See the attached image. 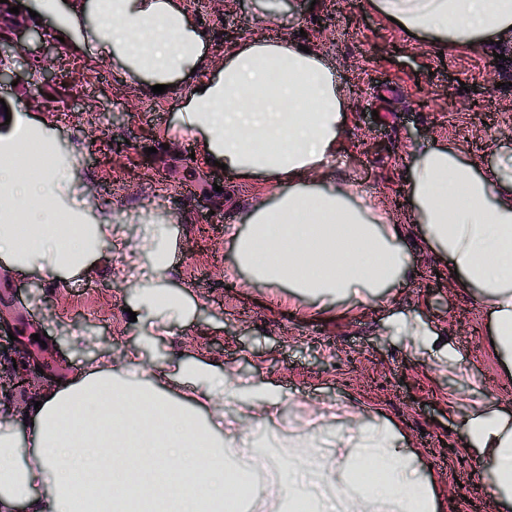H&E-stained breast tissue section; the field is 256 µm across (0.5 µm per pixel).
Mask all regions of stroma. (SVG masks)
Wrapping results in <instances>:
<instances>
[{"mask_svg": "<svg viewBox=\"0 0 512 512\" xmlns=\"http://www.w3.org/2000/svg\"><path fill=\"white\" fill-rule=\"evenodd\" d=\"M179 3L207 32L211 61L237 40L274 34L321 55L342 87L358 85L334 178L373 194L404 224L415 275L398 288L396 301L377 298L348 311L318 310L284 288L248 287L231 263L224 228L243 224L244 204L272 194L273 186L213 165L187 168L183 156L201 150L200 135L177 125L187 87L177 81L163 96L140 92L120 66L73 37L59 39L56 18L38 14L48 39L27 38V46L52 58L68 93L42 96L34 67L17 61V85L0 86L7 105L0 137L11 136L9 112L24 128L45 127L55 155L67 160L70 178L60 190L71 211L88 224H111L120 215L126 222L111 251L80 275L52 280L34 269L21 277L0 265V322L13 328L12 336L0 335V401L23 416L39 391L71 379L105 351L114 374L135 384L180 361L201 363L279 386L286 395L280 430L317 427L323 440L335 442L346 424L329 416L331 405L390 421L436 480L442 512H489L492 494L481 486L487 460L461 451L460 429L472 402L512 399V378L490 346L487 312L475 292L450 286L445 260L422 240L406 186L416 147L432 140L460 146L465 160L482 169L512 155V38L443 49L388 23L369 0H279L272 29L265 0H224L218 13L192 0ZM487 101L495 115L484 123L475 106ZM62 106L71 117L59 115ZM224 192L237 206L221 204ZM155 224L169 254L162 279L149 271L151 255L134 251ZM131 255L147 273L117 283L112 272ZM147 289L178 298L172 335L159 338L131 322L128 311ZM397 313L421 314L462 363L434 366L410 351L406 337L389 327ZM133 348L142 361L128 368L124 356Z\"/></svg>", "mask_w": 512, "mask_h": 512, "instance_id": "stroma-1", "label": "stroma"}]
</instances>
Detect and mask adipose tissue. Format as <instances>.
Returning a JSON list of instances; mask_svg holds the SVG:
<instances>
[{
    "label": "adipose tissue",
    "instance_id": "ef3b65f1",
    "mask_svg": "<svg viewBox=\"0 0 512 512\" xmlns=\"http://www.w3.org/2000/svg\"><path fill=\"white\" fill-rule=\"evenodd\" d=\"M408 33L440 46L472 47L512 33V0H370ZM62 30L81 34L134 81L187 80L179 122L203 135L206 159L275 193L253 205L244 227L229 226L237 268L247 285L279 286L323 308L357 306L406 284L409 262L401 227L355 189L337 185L348 97L319 54L285 39L245 38L222 68L192 78L205 60V40L177 0H87L77 14L59 0H40ZM0 165V257L14 273L40 267L51 277L87 270L112 246L108 224L55 232L58 190L68 177L55 161L29 176L27 142L12 144ZM321 183H312V176ZM424 240L476 291L490 319L493 350L512 372V156L490 172L457 149L425 144L409 180ZM225 401L230 429L271 419L284 400L279 387L245 385L208 366L160 370L146 385L112 372L100 354L75 378L39 394L17 427L0 411V512H256L258 488L246 467L225 460L233 444L209 422L170 398ZM463 443L489 464L495 512H512V403L485 398L465 418ZM28 454L16 461L19 440ZM251 453L289 446L285 512H438L440 501L415 454L390 423L365 424L332 454L259 432Z\"/></svg>",
    "mask_w": 512,
    "mask_h": 512
}]
</instances>
